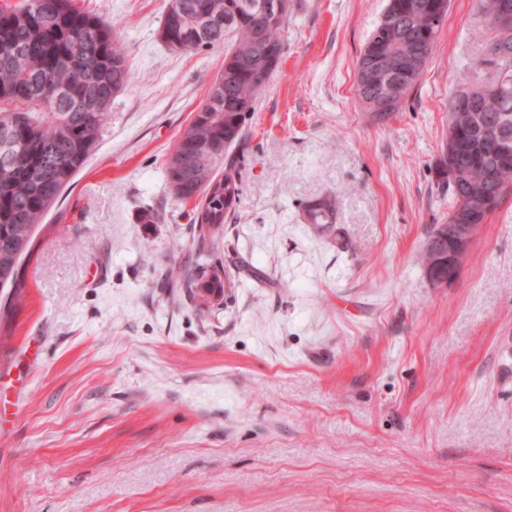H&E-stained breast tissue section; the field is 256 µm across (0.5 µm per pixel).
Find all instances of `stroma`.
<instances>
[{"label": "stroma", "mask_w": 512, "mask_h": 512, "mask_svg": "<svg viewBox=\"0 0 512 512\" xmlns=\"http://www.w3.org/2000/svg\"><path fill=\"white\" fill-rule=\"evenodd\" d=\"M74 4L134 79L0 297V512H512V192L448 285L419 260L448 101L492 72L474 0L382 119L355 63L387 0H292L204 312L171 285L198 227L164 163L224 51L170 49L167 0ZM303 219L308 224H332L336 221L335 202L329 197L308 201L303 207Z\"/></svg>", "instance_id": "stroma-1"}]
</instances>
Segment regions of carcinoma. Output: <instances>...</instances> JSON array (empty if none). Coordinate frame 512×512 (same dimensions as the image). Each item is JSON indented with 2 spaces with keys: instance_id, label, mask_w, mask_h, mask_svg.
<instances>
[{
  "instance_id": "1",
  "label": "carcinoma",
  "mask_w": 512,
  "mask_h": 512,
  "mask_svg": "<svg viewBox=\"0 0 512 512\" xmlns=\"http://www.w3.org/2000/svg\"><path fill=\"white\" fill-rule=\"evenodd\" d=\"M256 0H168L162 38L179 50H212L224 46V67L195 110L185 135L165 160L174 196L196 200L198 234L192 247L214 249L224 235L225 220L236 209L240 175L230 150L243 140L247 117L257 96L270 82L252 64L257 33L274 50L268 69L276 72L283 56L282 33L292 0L278 15L261 16ZM444 0H388L385 13L409 31L403 41L385 38L375 27L365 46L393 59L407 52L430 58L438 27L429 20ZM499 92L473 104L474 123L505 127L512 133V59H488ZM421 73L397 70L372 84L355 83L359 99L376 96L391 80L404 86L388 105L398 111ZM133 80L127 55L111 28L80 11L72 0H22L0 8V291L14 288L21 262L31 251L34 234L45 215L84 167L103 128L111 119L112 99ZM453 200L448 216L467 205V193L448 179V169L435 168ZM469 180L501 202L503 187H512V167L495 170L488 157L474 162ZM307 224L336 223L335 202L317 198L303 207ZM224 266L199 267L176 283L200 309L209 294H224Z\"/></svg>"
}]
</instances>
